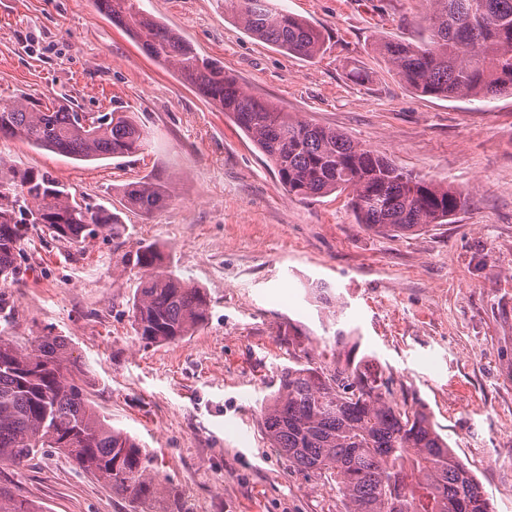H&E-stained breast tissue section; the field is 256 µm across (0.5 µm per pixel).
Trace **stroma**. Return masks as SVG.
Here are the masks:
<instances>
[{
  "mask_svg": "<svg viewBox=\"0 0 512 512\" xmlns=\"http://www.w3.org/2000/svg\"><path fill=\"white\" fill-rule=\"evenodd\" d=\"M280 4L322 31L324 54L251 37L224 0H140L256 97L462 191L448 223L393 237L358 224L347 194L289 198L230 118L93 0H0V99L124 112L147 136L135 155L89 162L0 140L8 164L49 172L125 226L121 241L80 250L29 229L23 276L0 290V331L27 348L63 338L91 402L140 441L165 486L138 506L57 453L0 466V484L43 512H344L335 484L272 448L261 408L285 366L366 355L396 397L424 407L494 512H512V96H424L390 70L378 45L425 40V0ZM144 177L174 188L149 215L120 194ZM146 244L205 291L194 335L138 339L140 272L122 256Z\"/></svg>",
  "mask_w": 512,
  "mask_h": 512,
  "instance_id": "stroma-1",
  "label": "stroma"
}]
</instances>
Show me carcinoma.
I'll return each instance as SVG.
<instances>
[{"label":"carcinoma","instance_id":"1","mask_svg":"<svg viewBox=\"0 0 512 512\" xmlns=\"http://www.w3.org/2000/svg\"><path fill=\"white\" fill-rule=\"evenodd\" d=\"M153 60L224 110L273 165L289 196L349 191L358 223L405 234L446 224L467 203L463 192L418 178L345 134L281 111L198 55L178 32L145 13L139 0H94ZM428 40L378 46L392 71L437 98L492 100L512 95V0H427ZM254 38L305 59L323 49L321 32L276 0H224ZM0 138L91 161L129 157L145 137L129 117L93 118L71 106L44 107L30 97L0 100ZM170 184L140 179L121 187L125 205L144 215L163 208ZM71 247L107 232L120 238L115 214L80 204L47 172L18 170L0 157V281L15 283L27 226ZM143 270L132 303L136 336L147 345L193 335L208 317L203 289L176 276L154 245L127 258ZM346 360L326 372L308 364L281 369L262 412L273 447L300 471L336 482L345 512H493L490 498L437 432L430 416L399 401L369 364ZM57 452L133 502L157 498L162 483L137 438L113 427L83 388L66 342L42 336L28 350L0 334V465L20 467ZM0 512H42L0 485Z\"/></svg>","mask_w":512,"mask_h":512}]
</instances>
